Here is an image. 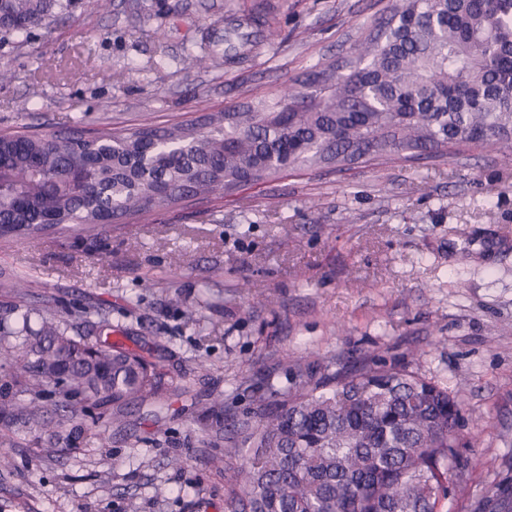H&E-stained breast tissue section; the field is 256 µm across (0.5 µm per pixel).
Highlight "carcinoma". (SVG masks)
<instances>
[{"mask_svg":"<svg viewBox=\"0 0 512 512\" xmlns=\"http://www.w3.org/2000/svg\"><path fill=\"white\" fill-rule=\"evenodd\" d=\"M70 0H0L4 32L28 34ZM211 130L151 126L91 140L68 136L0 144V235L41 220L63 233L161 212L184 195H215L302 165L404 160L450 148L512 151V0H395L354 54L310 73L273 111L245 103L213 116ZM40 327L0 336L16 401L0 393V422L37 424L74 445L123 423L126 406L156 401L162 368L63 324L69 310L38 309ZM299 382L254 400V420L224 456L247 458L245 497L231 512H438L463 496L460 402L405 365L363 360L331 377L300 368ZM54 418L44 417L45 402Z\"/></svg>","mask_w":512,"mask_h":512,"instance_id":"cac0c4a2","label":"carcinoma"}]
</instances>
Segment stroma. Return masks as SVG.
I'll return each mask as SVG.
<instances>
[{
  "label": "stroma",
  "mask_w": 512,
  "mask_h": 512,
  "mask_svg": "<svg viewBox=\"0 0 512 512\" xmlns=\"http://www.w3.org/2000/svg\"><path fill=\"white\" fill-rule=\"evenodd\" d=\"M393 3L74 0L27 43L0 40V132L203 127L255 99L274 108ZM238 25L252 43L228 64ZM103 236L102 254L87 233L0 237V330L33 308H94L72 332L96 339L108 319L164 368L167 393L76 449L0 424V512H229L245 460H224L225 440L254 397L297 366L319 378L364 359L409 366L461 404L469 496L439 512L512 487V154L305 167ZM215 399L224 426L209 430L197 406Z\"/></svg>",
  "instance_id": "obj_1"
}]
</instances>
